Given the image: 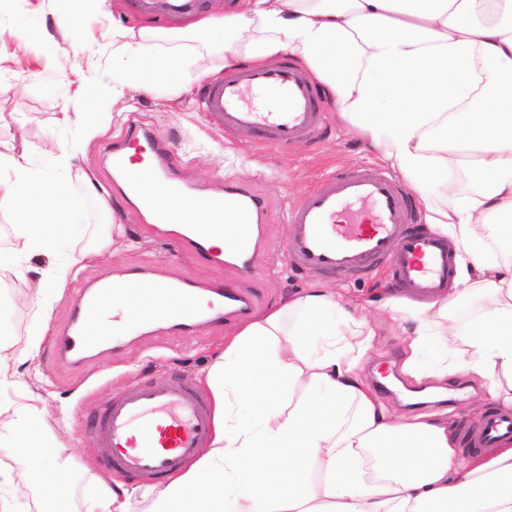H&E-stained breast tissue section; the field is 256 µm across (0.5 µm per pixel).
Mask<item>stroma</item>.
Here are the masks:
<instances>
[{
    "instance_id": "35a3bbf8",
    "label": "stroma",
    "mask_w": 512,
    "mask_h": 512,
    "mask_svg": "<svg viewBox=\"0 0 512 512\" xmlns=\"http://www.w3.org/2000/svg\"><path fill=\"white\" fill-rule=\"evenodd\" d=\"M68 9L66 0H0V80L11 82V90L0 96V139H25L41 144L47 137L67 142L78 133L74 124L65 123L62 106L77 85H85L89 98L101 97L106 89L121 83L128 61L113 57L107 34L112 25L143 19L149 28L147 44L163 53L174 45L193 44L192 36L173 37L180 22L175 18H141L137 0H119L107 16L87 18L80 25L81 37L72 43L60 35L44 38L37 50H30L29 32L50 25L55 15ZM153 124L168 137L187 181L220 192L226 183L248 187L264 199L258 221L266 233L263 252L252 271L242 275L233 269L199 264L183 253L176 243H165L147 233L139 215L121 196H113L116 218L125 227L127 240L119 252L99 250L104 222L94 199L81 194L83 233L76 243L54 244L34 253L31 261L45 265L65 260L71 249L89 250L93 256L76 265L65 284L62 299L54 306L51 333L64 327L83 278L115 274L141 264H153L173 276L202 282L224 280L251 293L257 312L273 307L280 298L303 293L316 276L296 266L285 251V217L298 205L308 188L322 175L341 166H379L380 160L355 135L331 119L328 129L316 140L302 141L288 149L266 148L225 133L221 119L204 112L198 94L175 95L169 86L148 95L125 88L123 96L110 109L106 133L85 153L72 161L73 170L92 172L103 189L112 183L104 169L113 138L129 116ZM327 283L346 291L357 303H381L385 299L406 300L385 270L359 278L330 275ZM14 287H0V340L22 350L29 334L39 323L36 310L16 304ZM378 336L375 348L366 357L362 376L378 399L396 412L405 406L397 394L379 383L380 371L400 374L403 362L402 336L391 314L378 311ZM236 320L205 323L189 337L165 330L141 334L122 327L119 347L105 351L80 367L60 362L50 343H43L35 362H24L19 369L27 387L0 388V406L8 408L22 402L26 392L41 394L47 402V422L62 442L61 456L72 458L75 466L69 475L73 512H81L86 485L99 476L127 485L135 477L112 471L99 463V451L89 420L101 406L125 388L146 380H161L178 375L190 386L224 345V338L236 327Z\"/></svg>"
}]
</instances>
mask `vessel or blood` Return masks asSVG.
Wrapping results in <instances>:
<instances>
[{
	"instance_id": "obj_1",
	"label": "vessel or blood",
	"mask_w": 512,
	"mask_h": 512,
	"mask_svg": "<svg viewBox=\"0 0 512 512\" xmlns=\"http://www.w3.org/2000/svg\"><path fill=\"white\" fill-rule=\"evenodd\" d=\"M198 0H138L152 17L190 14ZM205 112L222 119L224 129L244 139L283 149L319 136L327 112L317 86L294 63L267 70L250 67L224 73L203 84ZM112 179L118 192L151 215L155 235L165 238L168 207L187 205L210 221L224 217V199L232 197L242 214L259 212L264 200L237 186L225 197L189 189L176 173L167 138L140 119H128L111 149ZM286 252L307 272L321 275L389 269L395 282L415 294L445 292L454 258L445 239L422 227L407 194L388 172L353 167L322 177L303 201L288 212ZM232 241L218 255L205 232L178 235L188 254L204 263L227 258L237 272L254 266L258 228L231 225ZM252 296L221 281L176 278L153 265H139L114 276L86 278L74 301L70 322L56 341L59 357L78 366L112 343V322L124 316L139 329L156 324L180 336L193 335L206 322L224 316L248 318ZM90 427L110 468L125 474L160 477L177 471L210 444L213 418L205 400L175 379L152 381L110 398ZM512 438V412L489 411L467 439L473 448H490Z\"/></svg>"
}]
</instances>
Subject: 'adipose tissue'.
I'll list each match as a JSON object with an SVG mask.
<instances>
[{
	"label": "adipose tissue",
	"mask_w": 512,
	"mask_h": 512,
	"mask_svg": "<svg viewBox=\"0 0 512 512\" xmlns=\"http://www.w3.org/2000/svg\"><path fill=\"white\" fill-rule=\"evenodd\" d=\"M189 32L230 33L224 67L297 58L340 119L422 198L426 221L452 240L447 296L396 309L416 380L478 379L488 402L512 409V0H240ZM145 29L113 25L112 51L133 60L123 86L151 91L185 71L153 55ZM82 134L41 150L31 168L0 141V213L13 219L0 284L48 316L73 265L34 267L49 243L78 237V197L61 174L98 135L83 95L67 100ZM463 170L470 184L453 179ZM377 321L367 305L315 286L225 338L201 383L212 397L209 448L164 488L96 479L84 512H512V438L462 456L447 413L397 414L359 375ZM45 401L0 408V512H65L72 459L43 438ZM25 486L31 497L17 494Z\"/></svg>",
	"instance_id": "obj_1"
}]
</instances>
